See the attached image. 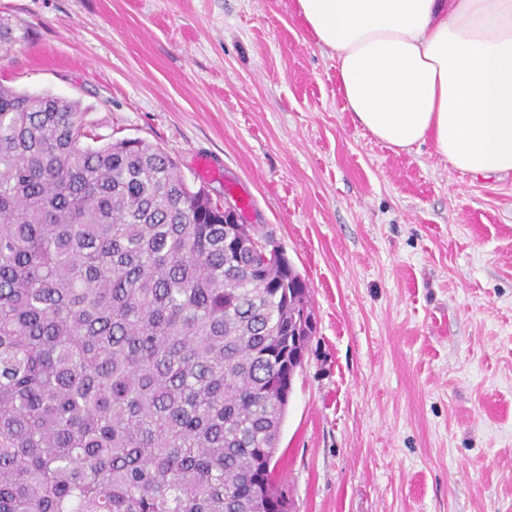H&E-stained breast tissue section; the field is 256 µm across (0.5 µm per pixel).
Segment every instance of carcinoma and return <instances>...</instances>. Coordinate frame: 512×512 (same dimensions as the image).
<instances>
[{"instance_id": "cac0c4a2", "label": "carcinoma", "mask_w": 512, "mask_h": 512, "mask_svg": "<svg viewBox=\"0 0 512 512\" xmlns=\"http://www.w3.org/2000/svg\"><path fill=\"white\" fill-rule=\"evenodd\" d=\"M306 294L161 147L0 84V512H285Z\"/></svg>"}]
</instances>
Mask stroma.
<instances>
[{"instance_id": "1", "label": "stroma", "mask_w": 512, "mask_h": 512, "mask_svg": "<svg viewBox=\"0 0 512 512\" xmlns=\"http://www.w3.org/2000/svg\"><path fill=\"white\" fill-rule=\"evenodd\" d=\"M294 0H0V84L168 152L308 285L283 422L292 512H512V176L354 122ZM208 157L217 173L197 169Z\"/></svg>"}]
</instances>
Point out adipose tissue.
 <instances>
[{"instance_id": "1", "label": "adipose tissue", "mask_w": 512, "mask_h": 512, "mask_svg": "<svg viewBox=\"0 0 512 512\" xmlns=\"http://www.w3.org/2000/svg\"><path fill=\"white\" fill-rule=\"evenodd\" d=\"M336 60L358 126L431 143L473 176L512 175V0H295Z\"/></svg>"}]
</instances>
